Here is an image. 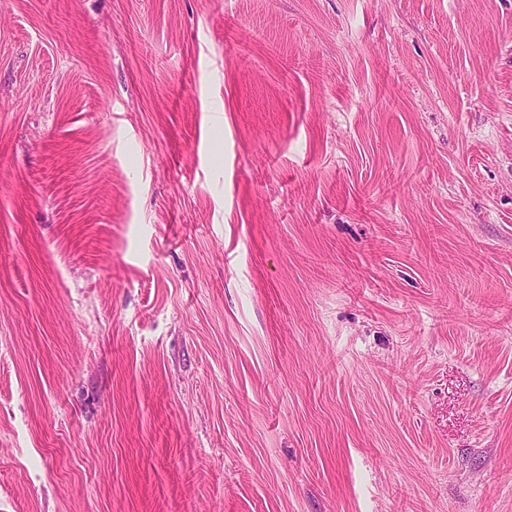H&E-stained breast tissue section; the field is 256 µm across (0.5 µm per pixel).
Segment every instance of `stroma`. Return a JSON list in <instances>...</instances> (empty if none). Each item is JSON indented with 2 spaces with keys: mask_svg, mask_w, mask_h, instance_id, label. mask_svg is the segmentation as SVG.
I'll return each mask as SVG.
<instances>
[{
  "mask_svg": "<svg viewBox=\"0 0 512 512\" xmlns=\"http://www.w3.org/2000/svg\"><path fill=\"white\" fill-rule=\"evenodd\" d=\"M0 512H512V0H0Z\"/></svg>",
  "mask_w": 512,
  "mask_h": 512,
  "instance_id": "obj_1",
  "label": "stroma"
}]
</instances>
